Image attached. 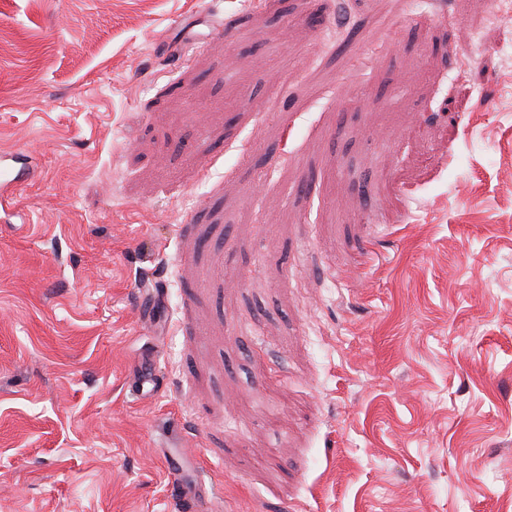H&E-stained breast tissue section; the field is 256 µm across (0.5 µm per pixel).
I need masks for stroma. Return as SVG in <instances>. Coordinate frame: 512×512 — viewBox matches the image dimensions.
I'll list each match as a JSON object with an SVG mask.
<instances>
[{"label":"stroma","instance_id":"35a3bbf8","mask_svg":"<svg viewBox=\"0 0 512 512\" xmlns=\"http://www.w3.org/2000/svg\"><path fill=\"white\" fill-rule=\"evenodd\" d=\"M344 1L0 0V512H512V25ZM15 154H0V209L5 210L11 205L8 197L4 196L5 188L16 187L19 183L29 180L34 172L32 165L25 162ZM17 165H20L19 167ZM183 465L180 460L172 459L168 466L169 488L172 496L188 510H192L201 495L205 494V487L201 481L187 483L183 479Z\"/></svg>","mask_w":512,"mask_h":512}]
</instances>
